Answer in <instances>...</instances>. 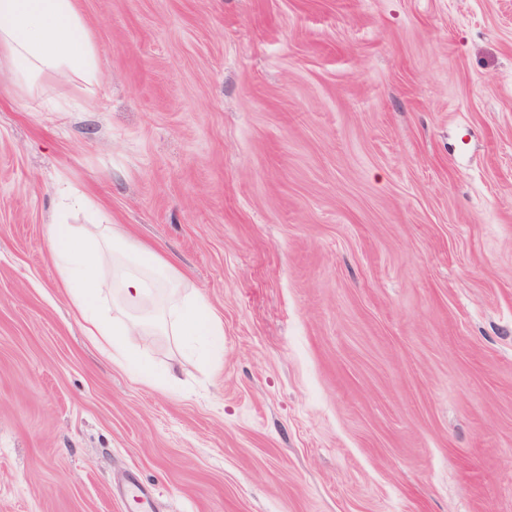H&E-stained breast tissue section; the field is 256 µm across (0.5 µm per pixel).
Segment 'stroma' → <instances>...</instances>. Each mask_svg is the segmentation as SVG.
I'll use <instances>...</instances> for the list:
<instances>
[{
  "instance_id": "35a3bbf8",
  "label": "stroma",
  "mask_w": 512,
  "mask_h": 512,
  "mask_svg": "<svg viewBox=\"0 0 512 512\" xmlns=\"http://www.w3.org/2000/svg\"><path fill=\"white\" fill-rule=\"evenodd\" d=\"M98 77L0 71V512H512V0H78ZM72 187L224 356L85 336Z\"/></svg>"
}]
</instances>
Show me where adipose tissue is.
I'll use <instances>...</instances> for the list:
<instances>
[{"mask_svg":"<svg viewBox=\"0 0 512 512\" xmlns=\"http://www.w3.org/2000/svg\"><path fill=\"white\" fill-rule=\"evenodd\" d=\"M0 61L25 84L47 74L94 77L97 52L77 0H0ZM46 242L85 336L142 381L152 382L154 374L130 346L132 325L109 320L96 305L104 265L116 271L126 308L142 309L158 290H167L165 315L178 335L222 349V322L200 295L180 294L178 269L149 245L126 240L106 224L76 228L61 222L49 225Z\"/></svg>","mask_w":512,"mask_h":512,"instance_id":"1","label":"adipose tissue"}]
</instances>
